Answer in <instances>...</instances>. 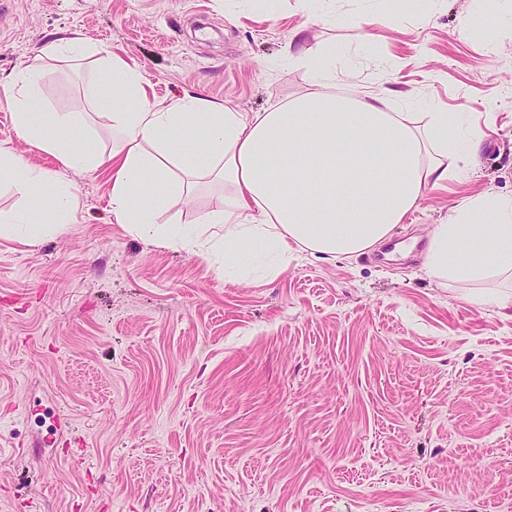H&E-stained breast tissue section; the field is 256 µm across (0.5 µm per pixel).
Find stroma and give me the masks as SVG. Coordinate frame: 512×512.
Wrapping results in <instances>:
<instances>
[{"label":"stroma","instance_id":"1","mask_svg":"<svg viewBox=\"0 0 512 512\" xmlns=\"http://www.w3.org/2000/svg\"><path fill=\"white\" fill-rule=\"evenodd\" d=\"M9 0L0 10V142L59 175L73 223L37 246L0 238V512H512V311L429 279V225L454 202L512 196V0ZM470 18L465 38L456 31ZM335 48L337 79L406 112H464L483 139L379 250L233 273L132 234L112 171L68 169L21 138L6 91L24 68L47 112H82L91 64L47 54L78 37L142 73L150 101L207 97L261 112L304 92L295 30ZM200 184L160 223L220 211ZM89 464H78L81 452Z\"/></svg>","mask_w":512,"mask_h":512}]
</instances>
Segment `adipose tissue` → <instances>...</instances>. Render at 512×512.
<instances>
[{
    "label": "adipose tissue",
    "mask_w": 512,
    "mask_h": 512,
    "mask_svg": "<svg viewBox=\"0 0 512 512\" xmlns=\"http://www.w3.org/2000/svg\"><path fill=\"white\" fill-rule=\"evenodd\" d=\"M289 59L313 78L299 96L251 114L202 96L148 98L139 69L119 55L96 59L86 97L108 119L112 148L100 154L76 140L78 112L47 113L37 75H16L11 92L20 136L71 169H112V211L139 236L217 264L237 258L249 277L255 258L266 277L293 254L350 258L390 238L429 186L455 178L480 134L454 112H399L396 91H336L334 51L300 49ZM184 174L171 180L172 170ZM223 186L224 208L199 227H165L160 212L190 201L186 178ZM0 180L23 209L0 220V237L34 246L70 223L79 203L57 176L0 144ZM426 274L439 284L493 285L512 277V197L481 193L459 199L431 225Z\"/></svg>",
    "instance_id": "adipose-tissue-1"
}]
</instances>
